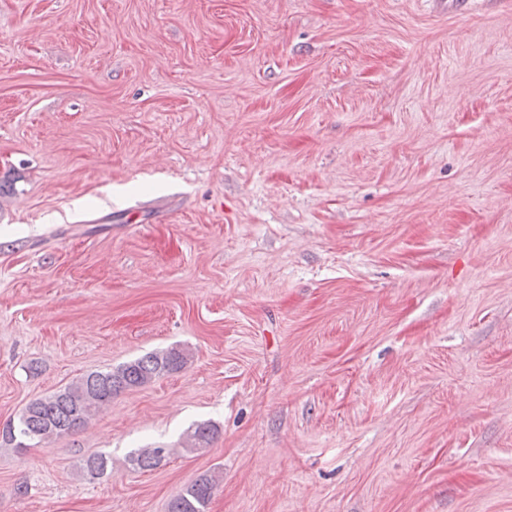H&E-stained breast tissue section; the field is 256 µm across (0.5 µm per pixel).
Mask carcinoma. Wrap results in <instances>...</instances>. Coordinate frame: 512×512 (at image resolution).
Returning a JSON list of instances; mask_svg holds the SVG:
<instances>
[{
  "label": "carcinoma",
  "mask_w": 512,
  "mask_h": 512,
  "mask_svg": "<svg viewBox=\"0 0 512 512\" xmlns=\"http://www.w3.org/2000/svg\"><path fill=\"white\" fill-rule=\"evenodd\" d=\"M188 363L186 351L171 347L147 353L107 371H93L64 389L31 401L18 416L0 430V441L16 448L29 443L51 441L85 429L122 393L141 388L168 374L181 371ZM209 422L196 425L185 438V447L201 450L214 438ZM163 448H140L129 456L132 466L152 470L161 465ZM216 485L214 475H202L186 485L168 505V512H207Z\"/></svg>",
  "instance_id": "carcinoma-1"
}]
</instances>
